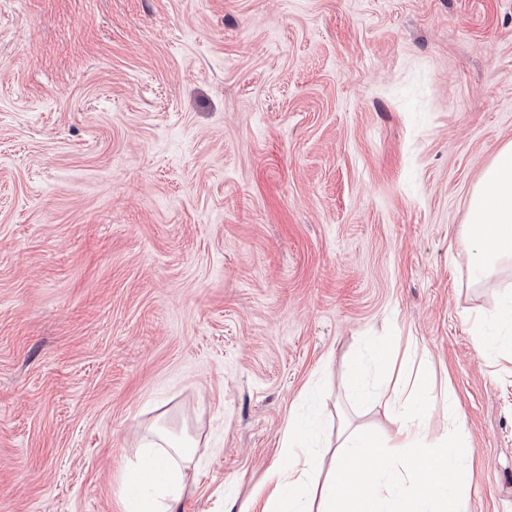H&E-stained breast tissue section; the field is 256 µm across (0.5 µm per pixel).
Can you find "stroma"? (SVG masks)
<instances>
[{
	"label": "stroma",
	"instance_id": "35a3bbf8",
	"mask_svg": "<svg viewBox=\"0 0 512 512\" xmlns=\"http://www.w3.org/2000/svg\"><path fill=\"white\" fill-rule=\"evenodd\" d=\"M512 142V0H0V512H122L150 425L178 512H239L289 418L415 346L512 512V362L467 205ZM478 344L485 351L496 354H506L512 357V307H505L501 314V322L498 326L488 327L478 336ZM198 448L196 438L150 428L140 440L136 460L125 463V475L136 492L123 503V511L177 512Z\"/></svg>",
	"mask_w": 512,
	"mask_h": 512
}]
</instances>
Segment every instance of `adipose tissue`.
Returning a JSON list of instances; mask_svg holds the SVG:
<instances>
[{
  "mask_svg": "<svg viewBox=\"0 0 512 512\" xmlns=\"http://www.w3.org/2000/svg\"><path fill=\"white\" fill-rule=\"evenodd\" d=\"M470 259L476 276L490 275L512 260V142L501 147L484 169L468 207ZM351 395L376 403L396 417V428L379 437L344 429L325 478L307 441L304 424L289 419L283 457L255 498L261 512H465L464 478L471 452L460 443L453 401L436 402L425 373L403 381L372 383L357 363L349 367ZM440 408L443 423L429 414ZM198 439L150 428L126 461L135 486L123 512H177L190 478Z\"/></svg>",
  "mask_w": 512,
  "mask_h": 512,
  "instance_id": "obj_1",
  "label": "adipose tissue"
}]
</instances>
